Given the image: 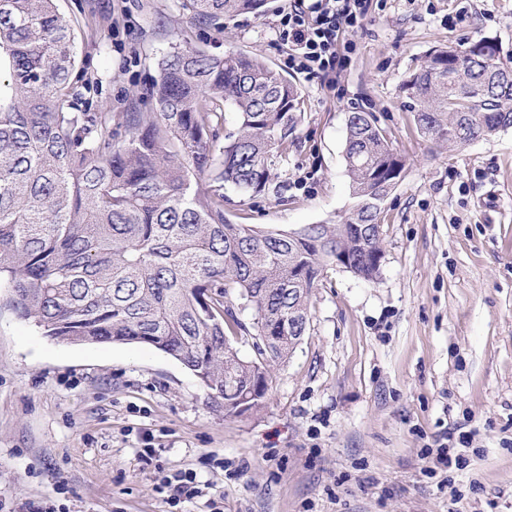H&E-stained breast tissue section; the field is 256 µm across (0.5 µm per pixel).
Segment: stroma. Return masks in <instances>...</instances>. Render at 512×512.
<instances>
[{
    "label": "stroma",
    "instance_id": "stroma-1",
    "mask_svg": "<svg viewBox=\"0 0 512 512\" xmlns=\"http://www.w3.org/2000/svg\"><path fill=\"white\" fill-rule=\"evenodd\" d=\"M286 0L223 30L181 0H57L93 111L125 112L173 44L240 50L301 92L281 197L226 189L239 224L343 221L348 117L374 113L405 168L384 204L383 259L366 281L328 265L310 323L263 408L225 415L190 371L134 344L73 345L0 309V503L54 512H512V128L456 149L416 129L402 91L430 50L495 39L512 59V0H371L330 76L288 70ZM466 468L430 470L447 434ZM190 472L207 495L173 501Z\"/></svg>",
    "mask_w": 512,
    "mask_h": 512
}]
</instances>
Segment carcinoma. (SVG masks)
I'll return each mask as SVG.
<instances>
[{
	"label": "carcinoma",
	"instance_id": "carcinoma-1",
	"mask_svg": "<svg viewBox=\"0 0 512 512\" xmlns=\"http://www.w3.org/2000/svg\"><path fill=\"white\" fill-rule=\"evenodd\" d=\"M268 0H183L218 30ZM71 21L56 0H0V299L43 334L73 344L141 343L190 370L224 408L259 411L272 369L310 322L309 297L336 249L357 276L379 273L385 199L400 160L365 112L350 114L345 220L297 230L236 224L224 186L268 193L302 119L296 85L243 51L176 44L142 101L150 111L91 112L72 78ZM417 130L453 147L512 127V64L486 39L429 51L403 84ZM237 115L221 134L224 113ZM239 299L254 312L257 357L228 332Z\"/></svg>",
	"mask_w": 512,
	"mask_h": 512
}]
</instances>
